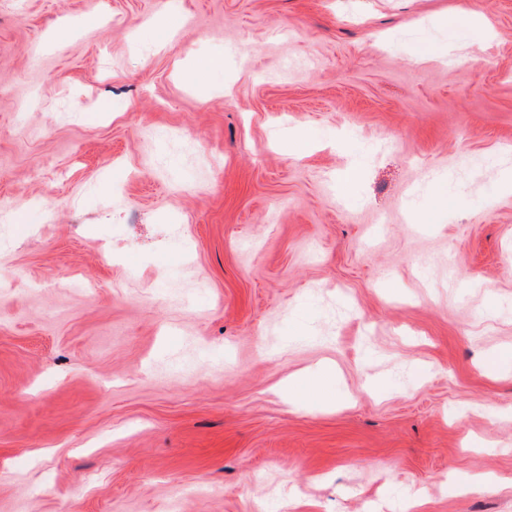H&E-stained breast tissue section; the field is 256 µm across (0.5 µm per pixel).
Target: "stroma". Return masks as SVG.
<instances>
[{
  "label": "stroma",
  "mask_w": 512,
  "mask_h": 512,
  "mask_svg": "<svg viewBox=\"0 0 512 512\" xmlns=\"http://www.w3.org/2000/svg\"><path fill=\"white\" fill-rule=\"evenodd\" d=\"M508 168L512 0H0V512H512Z\"/></svg>",
  "instance_id": "obj_1"
}]
</instances>
